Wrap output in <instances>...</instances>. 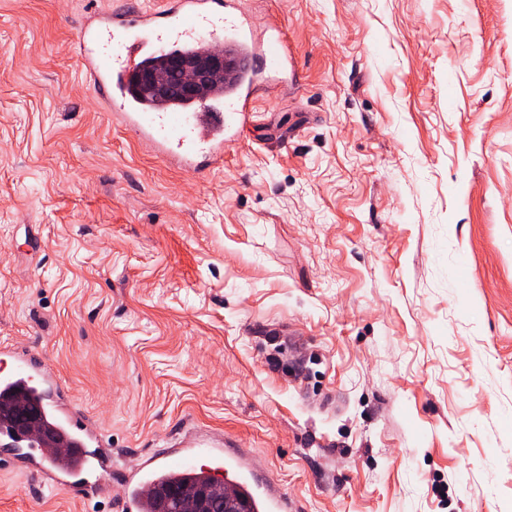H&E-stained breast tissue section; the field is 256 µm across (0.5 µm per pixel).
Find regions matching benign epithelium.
I'll return each instance as SVG.
<instances>
[{
    "label": "benign epithelium",
    "mask_w": 512,
    "mask_h": 512,
    "mask_svg": "<svg viewBox=\"0 0 512 512\" xmlns=\"http://www.w3.org/2000/svg\"><path fill=\"white\" fill-rule=\"evenodd\" d=\"M234 65V60L227 55L172 53L164 58V71L145 68L135 75L134 83L145 94L190 101L204 96L205 91Z\"/></svg>",
    "instance_id": "7a95c632"
}]
</instances>
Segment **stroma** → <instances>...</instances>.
I'll return each mask as SVG.
<instances>
[{
  "mask_svg": "<svg viewBox=\"0 0 512 512\" xmlns=\"http://www.w3.org/2000/svg\"><path fill=\"white\" fill-rule=\"evenodd\" d=\"M118 0H0V345L48 360L112 467L0 462V512H116L232 438L300 512H512V0H240L298 77L198 177L79 74ZM227 441L224 448L221 443L194 441L186 445H173L168 448L166 454L156 457L151 456L136 472L129 475L122 494L121 508L123 512H143L150 507L147 502L146 492L160 481L167 478H176L191 471L206 474L219 482L224 481V458L238 468L247 479L252 481V472L247 461L239 454L231 451ZM206 452L210 457V465H202L199 468L195 463L196 457ZM139 486H143L140 489ZM134 488L133 493L129 489Z\"/></svg>",
  "mask_w": 512,
  "mask_h": 512,
  "instance_id": "obj_1",
  "label": "stroma"
}]
</instances>
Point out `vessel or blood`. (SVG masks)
<instances>
[{"instance_id":"b4317fda","label":"vessel or blood","mask_w":512,"mask_h":512,"mask_svg":"<svg viewBox=\"0 0 512 512\" xmlns=\"http://www.w3.org/2000/svg\"><path fill=\"white\" fill-rule=\"evenodd\" d=\"M78 62L87 83L107 111L168 166L200 173L224 159V136L252 112L257 97L256 67L292 74L293 50L279 19H271L262 41H255L251 23L237 0H159L150 10L115 9L84 17L75 30ZM186 55L229 52L238 67L226 83L215 85L199 101L152 99L138 95L134 75L164 53ZM53 368L43 360L4 345L0 347V404L34 400L43 425L25 433L0 423V444L24 449V460H47L48 478L59 486L84 484L94 449L102 434L49 397ZM243 474L251 468L222 444L195 441L171 446L150 457L126 481L122 512H146L145 488L197 470L221 479L225 464ZM261 512H298L278 487L258 488Z\"/></svg>"}]
</instances>
